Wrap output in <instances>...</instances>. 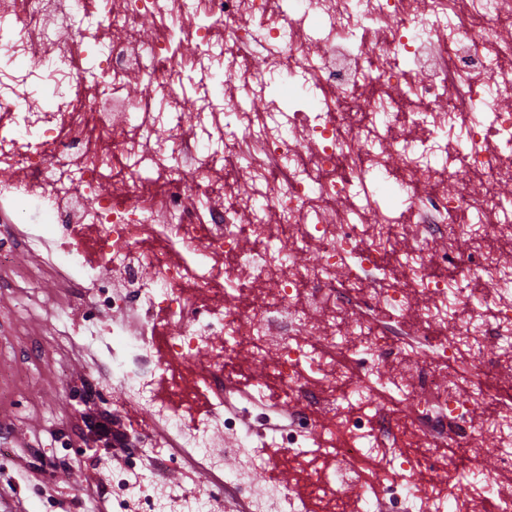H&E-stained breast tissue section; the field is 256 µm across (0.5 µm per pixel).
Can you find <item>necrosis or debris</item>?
<instances>
[{
	"instance_id": "obj_1",
	"label": "necrosis or debris",
	"mask_w": 512,
	"mask_h": 512,
	"mask_svg": "<svg viewBox=\"0 0 512 512\" xmlns=\"http://www.w3.org/2000/svg\"><path fill=\"white\" fill-rule=\"evenodd\" d=\"M0 49L67 84L61 101L0 93L11 206L40 200L46 226L0 237V262L50 248L98 370L125 366L127 402L153 406L167 447L253 420L302 455L325 428L339 469L302 460L303 494L336 512L384 485L407 512H512L469 445L490 432L512 468V0H0ZM189 71L220 88L191 113ZM158 311L181 332L160 335ZM158 349L189 368L173 391L213 394L205 425L145 384ZM241 352L272 364L291 410L258 386L225 408Z\"/></svg>"
}]
</instances>
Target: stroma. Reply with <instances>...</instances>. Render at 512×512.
Here are the masks:
<instances>
[{"instance_id":"35a3bbf8","label":"stroma","mask_w":512,"mask_h":512,"mask_svg":"<svg viewBox=\"0 0 512 512\" xmlns=\"http://www.w3.org/2000/svg\"><path fill=\"white\" fill-rule=\"evenodd\" d=\"M45 254L42 247L20 252L13 268L0 272V363L19 366L31 382L12 402L0 404V444L14 451L0 458V512H94L98 486L112 478L127 484L131 508L149 494L160 499L162 512H261L256 501L234 492L226 508L213 501L218 482H233L245 453L259 461L276 454L272 471L251 469L252 484L272 489L297 480L290 452L261 433L253 434L245 451L225 450L223 462L209 473L192 460L168 464L169 449L142 447L150 406L121 411L78 399L82 383L96 375L91 357L97 348L84 343L83 309L73 303L69 286L38 279L36 267ZM53 336L72 337V349L58 353L49 342ZM90 417L110 423L111 447L71 456L64 475L49 478L36 464L39 454L61 451L69 442L82 445ZM131 444L140 456L133 470L125 461Z\"/></svg>"}]
</instances>
